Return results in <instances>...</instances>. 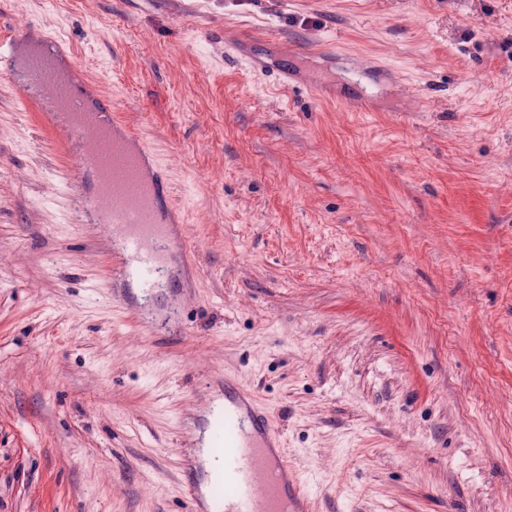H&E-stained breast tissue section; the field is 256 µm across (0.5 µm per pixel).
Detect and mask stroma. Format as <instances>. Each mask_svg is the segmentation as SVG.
I'll list each match as a JSON object with an SVG mask.
<instances>
[{
	"mask_svg": "<svg viewBox=\"0 0 512 512\" xmlns=\"http://www.w3.org/2000/svg\"><path fill=\"white\" fill-rule=\"evenodd\" d=\"M33 36L193 257L114 305L79 149L0 74V512H185L211 373L310 512H512V0H0Z\"/></svg>",
	"mask_w": 512,
	"mask_h": 512,
	"instance_id": "stroma-1",
	"label": "stroma"
}]
</instances>
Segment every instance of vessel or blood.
<instances>
[{
    "instance_id": "b4317fda",
    "label": "vessel or blood",
    "mask_w": 512,
    "mask_h": 512,
    "mask_svg": "<svg viewBox=\"0 0 512 512\" xmlns=\"http://www.w3.org/2000/svg\"><path fill=\"white\" fill-rule=\"evenodd\" d=\"M33 84L14 82L17 98L32 106L31 85H38L42 101H57L83 109L82 100L47 65L33 70ZM112 159V179L91 195L89 209L110 225L122 245L120 267L140 288L157 287L168 243V230L159 224L153 186L144 178V162L153 153L147 145L130 148L125 137L107 142L87 139L82 168ZM208 445L223 457V470L214 479L224 489L210 500V512H293L303 493L288 466L283 440L266 409L233 379L224 381V402L210 411Z\"/></svg>"
}]
</instances>
